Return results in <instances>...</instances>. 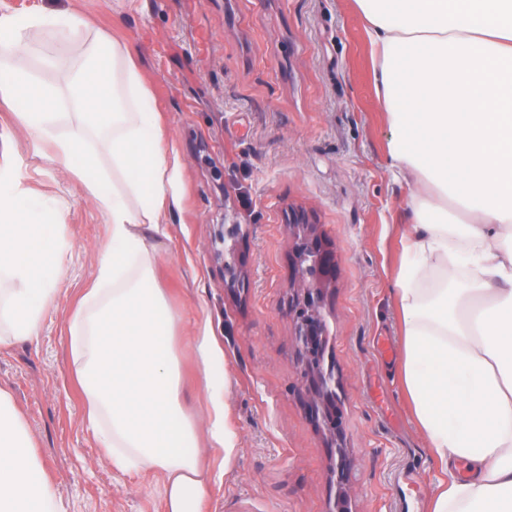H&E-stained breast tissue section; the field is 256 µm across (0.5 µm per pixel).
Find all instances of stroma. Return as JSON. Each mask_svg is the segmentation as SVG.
Returning a JSON list of instances; mask_svg holds the SVG:
<instances>
[{"label":"stroma","mask_w":512,"mask_h":512,"mask_svg":"<svg viewBox=\"0 0 512 512\" xmlns=\"http://www.w3.org/2000/svg\"><path fill=\"white\" fill-rule=\"evenodd\" d=\"M73 10L140 64L180 172L156 285L175 313L183 400L207 405L192 339L224 353V402L236 456L207 512H429L443 471L399 370L393 291L407 190L386 167L371 48L353 0H0V8ZM0 105V154L23 186L58 201L65 276L34 342L0 346V388L24 417L66 512H164L158 482L113 473L82 423L67 325L109 244V218L82 182ZM324 232L336 273L324 292L325 364L340 428L306 407L291 310L289 211ZM243 237L246 272L229 289L213 252L223 223ZM347 454L338 471V450Z\"/></svg>","instance_id":"1"}]
</instances>
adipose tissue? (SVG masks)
Returning a JSON list of instances; mask_svg holds the SVG:
<instances>
[{
    "label": "adipose tissue",
    "mask_w": 512,
    "mask_h": 512,
    "mask_svg": "<svg viewBox=\"0 0 512 512\" xmlns=\"http://www.w3.org/2000/svg\"><path fill=\"white\" fill-rule=\"evenodd\" d=\"M355 4L372 46L386 165L408 188L395 291L405 385L445 474L430 512H512V0ZM34 30L89 39L68 95L31 80ZM0 54L11 61L0 101H25L15 117L35 153L51 149L79 177L101 154L112 158L110 192L85 184L110 220L111 243L68 324L83 424L115 474L160 477L165 512H203L237 442L225 422L224 354L209 336L194 339L206 424L183 407L174 316L143 235L178 207V169L139 63L78 15L45 9L1 10ZM66 105L81 121L62 135ZM19 179L15 161L1 160V345L39 337L65 274L61 211ZM0 512H65L3 390Z\"/></svg>",
    "instance_id": "ef3b65f1"
}]
</instances>
